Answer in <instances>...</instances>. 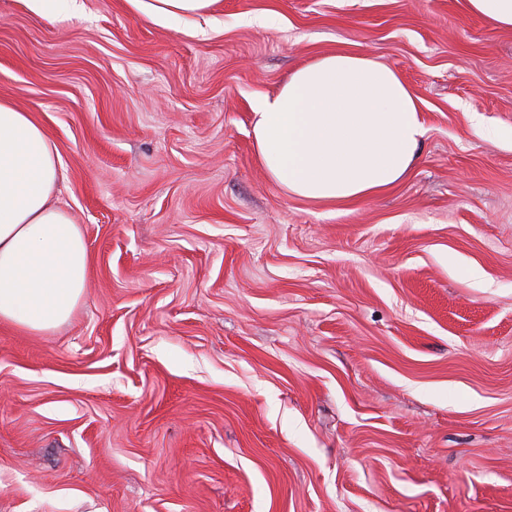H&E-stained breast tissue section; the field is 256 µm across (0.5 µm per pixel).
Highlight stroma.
<instances>
[{"mask_svg": "<svg viewBox=\"0 0 512 512\" xmlns=\"http://www.w3.org/2000/svg\"><path fill=\"white\" fill-rule=\"evenodd\" d=\"M0 0V98L61 159L71 319L0 324V512H512V29L467 0ZM337 50L425 121L351 205L262 168L253 105ZM136 11L160 25L190 24L197 17L211 14L220 0H127Z\"/></svg>", "mask_w": 512, "mask_h": 512, "instance_id": "obj_1", "label": "stroma"}]
</instances>
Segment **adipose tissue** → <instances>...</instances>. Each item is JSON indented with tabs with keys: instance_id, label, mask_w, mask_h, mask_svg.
Masks as SVG:
<instances>
[{
	"instance_id": "1",
	"label": "adipose tissue",
	"mask_w": 512,
	"mask_h": 512,
	"mask_svg": "<svg viewBox=\"0 0 512 512\" xmlns=\"http://www.w3.org/2000/svg\"><path fill=\"white\" fill-rule=\"evenodd\" d=\"M220 0H128L161 24H189ZM256 154L288 193L348 204L396 184L416 162L423 116L402 77L337 51L297 68L258 99ZM60 157L31 113L0 99V322L29 333L67 322L87 284L84 234L60 206Z\"/></svg>"
}]
</instances>
